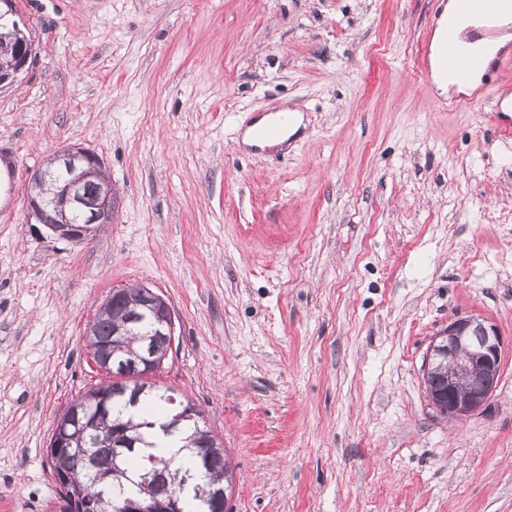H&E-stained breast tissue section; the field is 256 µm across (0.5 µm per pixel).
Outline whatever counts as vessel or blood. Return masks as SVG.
Listing matches in <instances>:
<instances>
[{
	"instance_id": "obj_1",
	"label": "vessel or blood",
	"mask_w": 512,
	"mask_h": 512,
	"mask_svg": "<svg viewBox=\"0 0 512 512\" xmlns=\"http://www.w3.org/2000/svg\"><path fill=\"white\" fill-rule=\"evenodd\" d=\"M471 20L460 28L461 17ZM512 34V0H456L454 11L441 19V40L435 47L444 74L468 80L475 73L491 77L512 64V41L497 47L503 34Z\"/></svg>"
}]
</instances>
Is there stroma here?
Masks as SVG:
<instances>
[{"label":"stroma","instance_id":"obj_1","mask_svg":"<svg viewBox=\"0 0 512 512\" xmlns=\"http://www.w3.org/2000/svg\"><path fill=\"white\" fill-rule=\"evenodd\" d=\"M436 0H13L34 53L0 88L18 199L0 221V512H57L45 448L103 380L85 330L112 290L175 309L157 380L235 467L232 512H512V132L420 71ZM300 112L287 148L244 144ZM102 157L114 224L27 217L47 156ZM503 337L488 405L436 416L430 341ZM281 112H283L285 114V116L288 117V112H290V111L283 110V111H278L275 114H268V115H264V116L260 117L254 123V125L246 132V136H245L246 142L249 144H257V145L263 146L265 144H275V143H279V142L286 140L288 138L289 131L295 132L297 130V128L299 127V125L301 124V117L297 114H293V116L291 117V119H292L291 127L289 128L287 134L285 136H283L281 139L274 140V141H258L253 136L254 128L274 122L278 118V116Z\"/></svg>","mask_w":512,"mask_h":512}]
</instances>
